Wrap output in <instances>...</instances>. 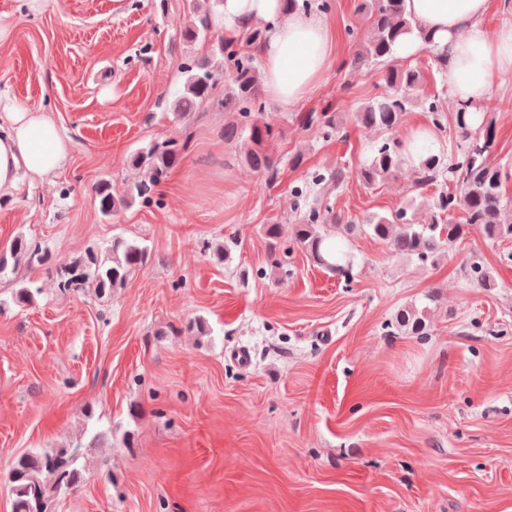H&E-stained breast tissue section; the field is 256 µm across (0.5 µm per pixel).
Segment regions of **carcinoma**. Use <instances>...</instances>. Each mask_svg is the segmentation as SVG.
<instances>
[{"instance_id": "cac0c4a2", "label": "carcinoma", "mask_w": 512, "mask_h": 512, "mask_svg": "<svg viewBox=\"0 0 512 512\" xmlns=\"http://www.w3.org/2000/svg\"><path fill=\"white\" fill-rule=\"evenodd\" d=\"M282 2L287 12L329 9L328 0ZM357 10L367 23V33L356 44L350 64L354 68L376 67L381 92L359 106L354 121L365 129L387 135L372 147L371 156L359 166L358 181L374 188L404 168V153L411 145L393 133L404 123L408 111L419 104L431 114L429 129L436 148H426L419 164L412 167L415 184L424 188L450 180L459 186L457 194L443 188L437 191L432 196L429 217L423 222L417 220L413 203L408 202L389 214L369 217L364 227L392 253L421 265L435 264L448 247L472 232L489 242L512 239V200L503 190L512 178V170L490 162L495 142L493 123L485 121V113L468 112L463 107L452 119L455 142L441 141L447 126L440 99L419 95L424 82L420 70L394 65L398 43L416 28L414 19L405 12L404 0H359ZM215 24L216 14L205 12L182 30V42H208L210 47L208 55L188 57L182 62L183 87L171 103V110L180 116L210 103L232 113L236 121L224 126V141L240 148L251 168L273 180L279 162L267 150V143L276 133L271 125L259 121L265 109L259 60L255 54L241 51L234 36L212 41ZM421 40L424 48L434 54L439 70L447 69L448 48L438 47L426 35ZM303 123L323 139H330L341 130L336 113L326 109L308 113ZM190 140L189 135L159 140L131 154L130 164L141 172V179L129 187L127 198L121 201L116 200L108 182H99L95 200L101 216L108 219L121 206L138 199L151 203L157 188L189 150ZM345 179L341 167L314 171L303 185L295 187L294 197H305L312 185L330 182L339 186ZM458 209L465 212L464 222L445 223V218ZM341 223L340 215L310 206L295 218L292 241L315 263L348 282L353 278L354 256L348 241L338 240L331 233ZM149 260L147 247L117 236L103 251L91 247L74 260L57 264L51 260L49 251L19 234L0 250V275L22 266L41 268L55 277L60 289H88L103 299L124 287ZM467 276L482 288L496 286L492 273L477 258L471 259ZM40 294L37 281L29 279L15 291V299L20 304H31ZM426 312L425 307L401 309L396 323L413 335L423 336L427 330ZM81 448L79 442L68 447L35 448L16 458L8 471L12 512H54L55 502L76 490L89 469Z\"/></svg>"}]
</instances>
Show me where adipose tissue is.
<instances>
[{"label":"adipose tissue","mask_w":512,"mask_h":512,"mask_svg":"<svg viewBox=\"0 0 512 512\" xmlns=\"http://www.w3.org/2000/svg\"><path fill=\"white\" fill-rule=\"evenodd\" d=\"M494 0H404L418 35L405 36L401 56L419 50L420 34L448 50L443 78L455 104L486 102L497 82L512 73V23L488 35L484 20ZM218 22L241 32L263 25L260 47L264 92L283 108L299 104L327 74L334 33L314 11L284 12L282 0H221ZM69 141L45 112L0 96V197L12 196L23 178H45L62 168Z\"/></svg>","instance_id":"adipose-tissue-1"}]
</instances>
